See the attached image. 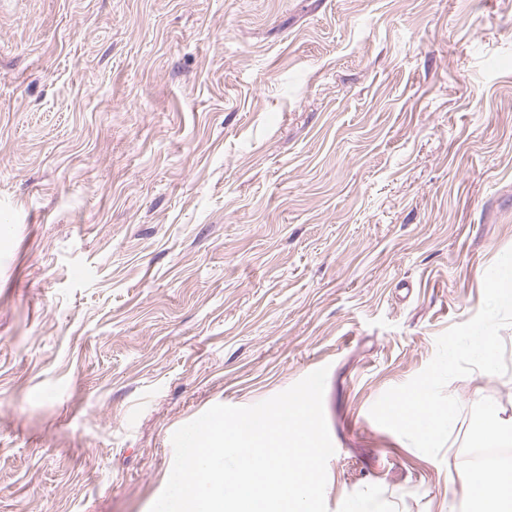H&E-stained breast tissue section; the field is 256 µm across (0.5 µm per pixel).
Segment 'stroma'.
<instances>
[{
  "label": "stroma",
  "mask_w": 512,
  "mask_h": 512,
  "mask_svg": "<svg viewBox=\"0 0 512 512\" xmlns=\"http://www.w3.org/2000/svg\"><path fill=\"white\" fill-rule=\"evenodd\" d=\"M510 248L512 0H0V512H149L321 367L329 512H471L512 326L449 455L369 411Z\"/></svg>",
  "instance_id": "stroma-1"
}]
</instances>
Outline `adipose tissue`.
Listing matches in <instances>:
<instances>
[{
	"label": "adipose tissue",
	"instance_id": "1",
	"mask_svg": "<svg viewBox=\"0 0 512 512\" xmlns=\"http://www.w3.org/2000/svg\"><path fill=\"white\" fill-rule=\"evenodd\" d=\"M466 496L473 512H512V465L485 461L471 476Z\"/></svg>",
	"mask_w": 512,
	"mask_h": 512
}]
</instances>
